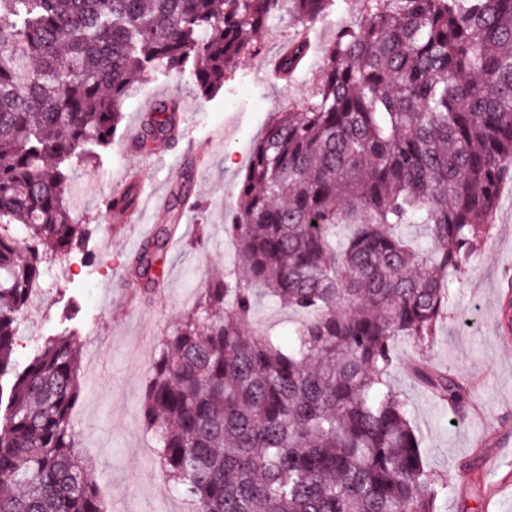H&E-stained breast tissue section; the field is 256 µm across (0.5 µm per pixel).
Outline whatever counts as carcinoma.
<instances>
[{
    "mask_svg": "<svg viewBox=\"0 0 512 512\" xmlns=\"http://www.w3.org/2000/svg\"><path fill=\"white\" fill-rule=\"evenodd\" d=\"M339 0H0V512H107L71 415L81 340L12 354L44 263L89 235L68 171L112 146L132 78L191 69L224 84L283 7L302 22ZM283 46L273 83L305 65ZM160 102L145 142H173ZM512 180V0H364L336 27L316 90L272 113L225 232L232 272L207 283L159 344L140 420L158 464L198 512H445L405 403L395 346L429 344ZM421 224L426 255L399 233ZM352 229L343 248L336 230ZM174 235L158 226L131 272L155 292ZM304 316L288 345L248 331L255 298ZM415 380L463 412L471 392L419 360Z\"/></svg>",
    "mask_w": 512,
    "mask_h": 512,
    "instance_id": "carcinoma-1",
    "label": "carcinoma"
}]
</instances>
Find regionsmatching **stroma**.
<instances>
[{"label":"stroma","mask_w":512,"mask_h":512,"mask_svg":"<svg viewBox=\"0 0 512 512\" xmlns=\"http://www.w3.org/2000/svg\"><path fill=\"white\" fill-rule=\"evenodd\" d=\"M362 0H341L337 11L301 27L288 12L270 20L254 48L211 98L203 97L191 74H156L140 83L123 105V120L111 148L96 164L70 171V186L92 184L76 209L94 229L87 245L100 256L90 265L73 254L44 264V292L25 316L13 360L24 368L44 337L77 333L82 341L81 392L72 428L83 463L97 477L101 493L111 495L112 512H194V503L177 493L159 468L153 439L139 419L145 380L159 340L176 328L196 304L208 280L231 269L235 242L225 233L237 206V185L262 137L270 113L300 108L314 90L337 26L357 24ZM307 29L311 51L303 70L289 85H275L263 70L278 59L281 47ZM181 101V136L168 148L134 152L126 139L137 121L169 96ZM202 148L203 160L190 187L196 206L181 238L167 255L164 287L143 298L127 285L126 262L132 248L153 224L117 222L107 201L138 175L146 188L174 190L188 162ZM512 287V183H505L494 229L482 249L457 278L448 314L425 353L397 346L399 362L389 383L407 404L427 470L448 485V512H512V344L503 342L508 327L501 300ZM296 316L267 297H258L253 326L287 339ZM424 356L450 370L471 388L463 419L442 407L408 374L405 364ZM496 455L495 467L464 470L466 461Z\"/></svg>","instance_id":"35a3bbf8"}]
</instances>
